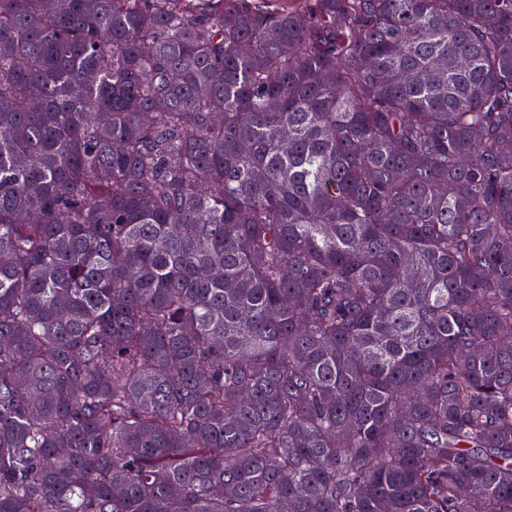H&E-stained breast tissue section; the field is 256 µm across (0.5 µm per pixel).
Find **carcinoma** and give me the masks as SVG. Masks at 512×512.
<instances>
[{
    "mask_svg": "<svg viewBox=\"0 0 512 512\" xmlns=\"http://www.w3.org/2000/svg\"><path fill=\"white\" fill-rule=\"evenodd\" d=\"M285 504L512 512V0H0V512Z\"/></svg>",
    "mask_w": 512,
    "mask_h": 512,
    "instance_id": "carcinoma-1",
    "label": "carcinoma"
}]
</instances>
